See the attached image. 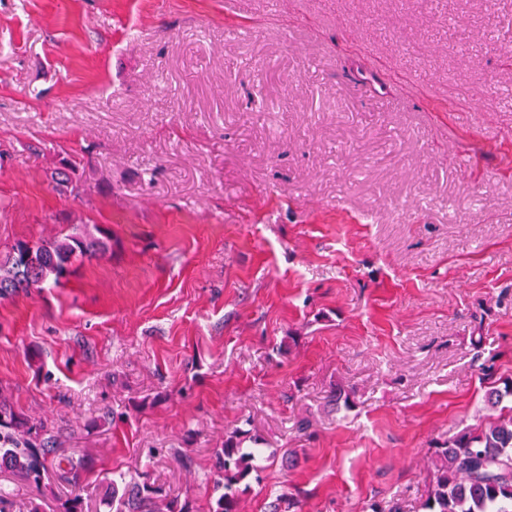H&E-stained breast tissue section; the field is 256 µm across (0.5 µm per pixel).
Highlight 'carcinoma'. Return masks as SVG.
I'll return each mask as SVG.
<instances>
[{"label":"carcinoma","mask_w":512,"mask_h":512,"mask_svg":"<svg viewBox=\"0 0 512 512\" xmlns=\"http://www.w3.org/2000/svg\"><path fill=\"white\" fill-rule=\"evenodd\" d=\"M104 239L77 230L44 243L18 242L0 253V298L34 288L58 286L72 273L76 261L105 252ZM512 380L485 394V404L499 410L476 426H466L447 441L435 444L431 456V489L421 504L423 512H512ZM246 433L233 429L215 450L218 479L209 497L208 512H242L239 485L257 471V448H245ZM44 422L17 414L0 398V472L28 483L36 495L22 502L0 488V512H44L43 501L54 502L52 512H90L77 493H60L45 482L75 485L90 463L81 456L58 455L51 450ZM112 512H198L189 498L166 494L146 472L135 476L112 472L105 489Z\"/></svg>","instance_id":"1"}]
</instances>
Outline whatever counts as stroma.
<instances>
[{
	"label": "stroma",
	"mask_w": 512,
	"mask_h": 512,
	"mask_svg": "<svg viewBox=\"0 0 512 512\" xmlns=\"http://www.w3.org/2000/svg\"><path fill=\"white\" fill-rule=\"evenodd\" d=\"M76 224L106 252L0 298V395L92 512L116 471L205 505L236 427L244 512H421L512 379V0H0V251Z\"/></svg>",
	"instance_id": "obj_1"
}]
</instances>
